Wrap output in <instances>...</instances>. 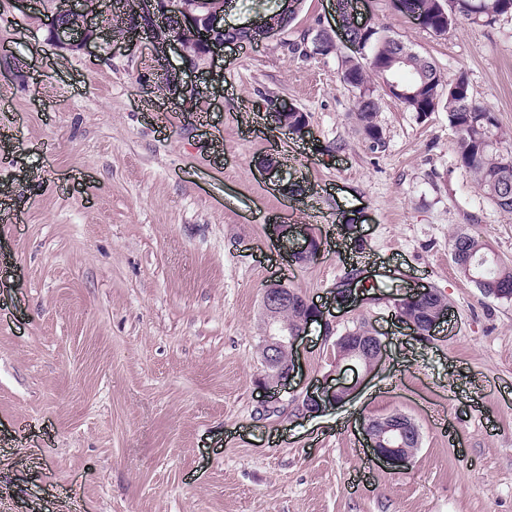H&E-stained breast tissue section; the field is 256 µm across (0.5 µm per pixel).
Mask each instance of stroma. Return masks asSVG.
<instances>
[{"label":"stroma","instance_id":"35a3bbf8","mask_svg":"<svg viewBox=\"0 0 512 512\" xmlns=\"http://www.w3.org/2000/svg\"><path fill=\"white\" fill-rule=\"evenodd\" d=\"M358 19L430 58L512 138V16L434 35L392 0ZM46 0H0V512H512V301L457 271L450 240L483 237L512 262V214L455 158L444 107L419 115L379 94L385 146L350 118L341 58L293 49L338 32L336 0H304L283 31L225 46L209 68L147 34L80 51L49 40ZM192 84L171 99L155 70ZM307 116L275 130L269 101ZM283 159L279 175L259 168ZM304 186L305 195L290 191ZM300 224L317 256L292 264L273 226ZM396 289L337 305L349 279ZM284 283L321 306L298 345L297 391L332 369L356 327L386 354L355 399L265 411L262 296ZM440 293L420 341L401 289ZM417 425L407 468L370 460L364 420Z\"/></svg>","mask_w":512,"mask_h":512}]
</instances>
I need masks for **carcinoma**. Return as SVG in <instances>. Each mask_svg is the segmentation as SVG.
<instances>
[{
    "label": "carcinoma",
    "instance_id": "cac0c4a2",
    "mask_svg": "<svg viewBox=\"0 0 512 512\" xmlns=\"http://www.w3.org/2000/svg\"><path fill=\"white\" fill-rule=\"evenodd\" d=\"M394 8L406 15H417L423 27L441 36L458 21L488 23L498 16L512 14V0H392ZM116 25L122 33L127 15L143 16V32L163 37L175 30L178 22L171 18L163 25L152 24L145 17V0H117ZM353 0H337V11L353 40L352 54L342 59V79L356 98L353 112L356 125L372 150L384 147L382 128L376 122L378 99L371 84L382 76H393L408 94L396 100L408 112H433L445 102L448 122L456 133L457 164L471 173L484 196L501 211L512 213V142L500 133L496 113L473 97L468 79L459 75L445 82L436 64L414 51L401 60L410 47L402 41L379 35L373 27L360 31L351 21ZM451 245L459 251L454 261L458 272L488 297L512 300V264L495 258L494 252L480 236L458 232ZM445 306L441 295L424 296L409 303L399 315L425 328L436 309Z\"/></svg>",
    "mask_w": 512,
    "mask_h": 512
}]
</instances>
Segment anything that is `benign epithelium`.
Returning <instances> with one entry per match:
<instances>
[{
	"label": "benign epithelium",
	"instance_id": "7a95c632",
	"mask_svg": "<svg viewBox=\"0 0 512 512\" xmlns=\"http://www.w3.org/2000/svg\"><path fill=\"white\" fill-rule=\"evenodd\" d=\"M150 3L151 21L160 23L170 17L179 20V34L173 36V41L179 46L182 55L191 59L192 65L197 66L208 61L224 48L225 41L213 39L208 32L210 25H216L224 18V0H150ZM79 23L81 28L76 31L71 30L68 24L57 26L52 29L51 39L61 43L64 38L69 37L72 42L68 46L76 49H85L97 43L100 37L99 27L90 25L83 19ZM163 83L175 99H187L194 92L193 86L166 72L163 73ZM320 248V241L310 235L306 237L303 251L292 254V261H303L319 253ZM290 305H300L308 311L299 326L293 330L288 329V323L283 319L284 311ZM263 310L267 331L262 338V344L269 349L265 364L270 368V372L263 378V384L276 395L288 390L297 375L298 342L308 324L323 317V312L304 298L296 297V292L282 283L266 286ZM283 345L288 346V363L281 366L276 362V352ZM335 346L334 367L351 363L357 367V376L346 382L327 375L322 381L306 389L305 393L293 397L304 415L323 412L350 400L375 372L386 351L385 341L375 333L358 339L356 348L346 346L343 336L336 340ZM362 431L371 455L394 469H404L411 461V456L404 450L403 441L409 437L420 439L417 425L405 415L369 419L363 423Z\"/></svg>",
	"mask_w": 512,
	"mask_h": 512
}]
</instances>
